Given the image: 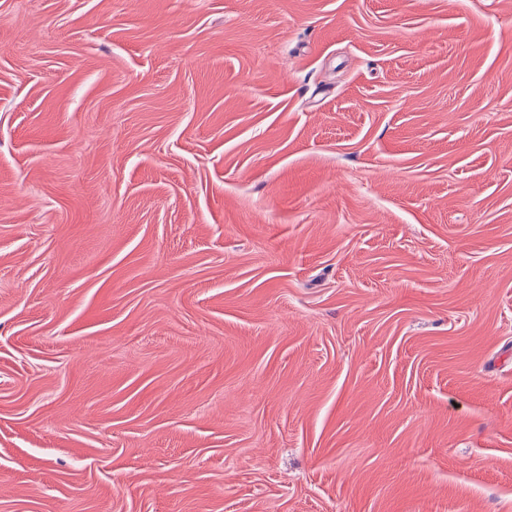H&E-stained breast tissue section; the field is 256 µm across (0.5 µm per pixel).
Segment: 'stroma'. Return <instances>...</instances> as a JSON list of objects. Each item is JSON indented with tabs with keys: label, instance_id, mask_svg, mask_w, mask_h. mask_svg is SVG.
<instances>
[{
	"label": "stroma",
	"instance_id": "obj_1",
	"mask_svg": "<svg viewBox=\"0 0 512 512\" xmlns=\"http://www.w3.org/2000/svg\"><path fill=\"white\" fill-rule=\"evenodd\" d=\"M0 512H512V0H0Z\"/></svg>",
	"mask_w": 512,
	"mask_h": 512
}]
</instances>
